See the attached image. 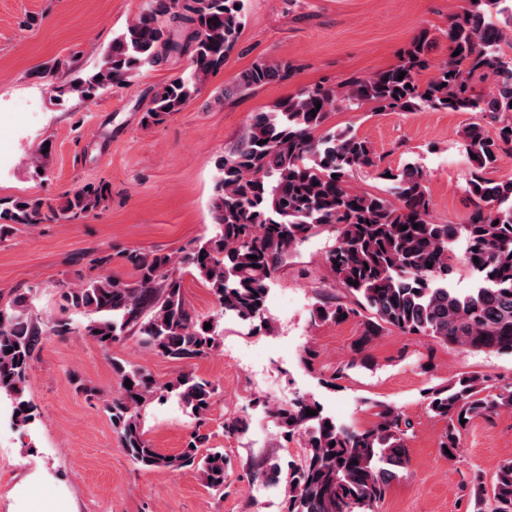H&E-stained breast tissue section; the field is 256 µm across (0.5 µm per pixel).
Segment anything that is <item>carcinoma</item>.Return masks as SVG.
Segmentation results:
<instances>
[{"label": "carcinoma", "instance_id": "1", "mask_svg": "<svg viewBox=\"0 0 512 512\" xmlns=\"http://www.w3.org/2000/svg\"><path fill=\"white\" fill-rule=\"evenodd\" d=\"M242 10V0H148L103 49L99 65L87 72L74 68L77 75L58 87L59 96L92 102L148 68L186 56L189 71L159 88L142 117L146 126L162 123L224 65L238 41ZM445 36L448 60L425 84L418 76L431 68L432 39L423 30L390 69L337 86L305 87L256 114L224 157L214 185L211 216L218 231L192 252L181 257L124 253L136 281L101 275L64 288L63 315L48 328L23 293L0 305V394L10 399L13 419L24 425L34 419L24 383L44 336L81 329L108 347L135 334L145 349L172 360L205 357L218 346L219 320L225 317L257 330L271 325L267 301L273 275L299 245L324 233L333 239L324 256L325 270L344 288L348 301L323 302L313 318H360L361 358L351 366H367L365 347L391 329L464 348L512 351V178L486 177V170L512 151V0H472L470 8L451 16ZM292 73L288 61L256 62L241 73L234 91L286 81ZM478 81L490 82V91L476 93ZM232 92L226 90L224 96ZM367 104L382 112L447 109L505 117L494 138L478 122L463 129L461 147L471 165L468 223L432 219L425 174L414 163L379 172L383 179L391 175L389 197L349 188L351 173L378 168L380 157L370 142L351 131H318L336 108L360 110ZM104 198L102 189L86 185L61 205L42 199L0 202V238L15 224L71 222ZM459 245L462 263L477 276L475 287L465 292L448 284ZM187 272L196 274L214 296V317L201 318L186 304ZM351 280L358 285L349 284ZM75 315L89 321L78 327ZM112 370L119 387L104 411L131 461L146 471L190 468L206 486L224 491V451L208 446L209 435L193 431L179 453L168 457L141 429L142 410L170 396L202 423L216 387L184 371L158 384L128 363L114 361ZM424 399L427 411L445 422L439 450L452 460L460 452L462 431L474 420L512 412V384L493 393L484 378L462 374L428 388ZM372 408L375 421L370 426L350 429L324 414L312 398L268 407L281 437L302 440L305 451L298 459L277 458L256 469L253 480L281 488V512H376L391 484L409 471L410 422L391 405L374 403ZM308 409L317 414L306 415ZM248 428L243 416L224 420L228 434H244ZM469 499L476 512H483L487 502L492 512H512V460L499 465L490 484L474 479Z\"/></svg>", "mask_w": 512, "mask_h": 512}]
</instances>
